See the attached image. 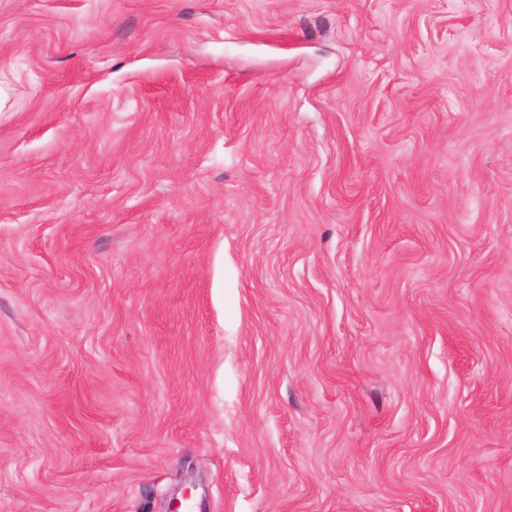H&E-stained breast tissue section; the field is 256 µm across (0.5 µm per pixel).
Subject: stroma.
Here are the masks:
<instances>
[{
	"label": "stroma",
	"mask_w": 512,
	"mask_h": 512,
	"mask_svg": "<svg viewBox=\"0 0 512 512\" xmlns=\"http://www.w3.org/2000/svg\"><path fill=\"white\" fill-rule=\"evenodd\" d=\"M512 512V0H0V512Z\"/></svg>",
	"instance_id": "35a3bbf8"
}]
</instances>
